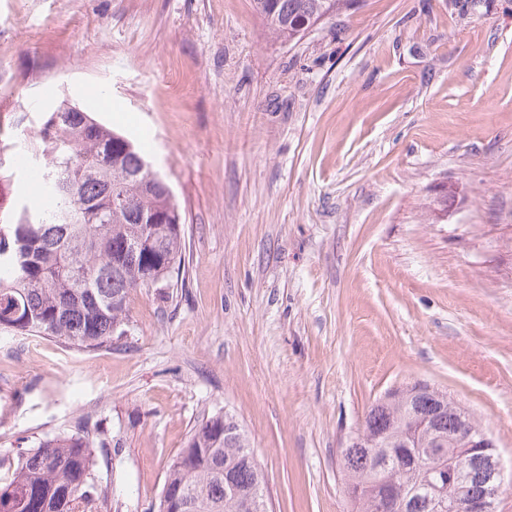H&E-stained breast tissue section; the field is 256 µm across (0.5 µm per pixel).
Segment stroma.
I'll return each mask as SVG.
<instances>
[{"instance_id":"obj_1","label":"stroma","mask_w":512,"mask_h":512,"mask_svg":"<svg viewBox=\"0 0 512 512\" xmlns=\"http://www.w3.org/2000/svg\"><path fill=\"white\" fill-rule=\"evenodd\" d=\"M63 100L142 144L182 264L111 347L0 333V450L85 424L102 512H155L228 412L271 512H347L341 448L420 382L512 475V0H357L285 43L252 0H0V138Z\"/></svg>"}]
</instances>
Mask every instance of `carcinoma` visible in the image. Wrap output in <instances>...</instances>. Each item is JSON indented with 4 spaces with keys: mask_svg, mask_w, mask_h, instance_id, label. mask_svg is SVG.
Returning a JSON list of instances; mask_svg holds the SVG:
<instances>
[{
    "mask_svg": "<svg viewBox=\"0 0 512 512\" xmlns=\"http://www.w3.org/2000/svg\"><path fill=\"white\" fill-rule=\"evenodd\" d=\"M282 41L346 9L350 0H253ZM40 169L37 200L0 196V330L53 336L85 351L112 346L129 321L134 293L157 288L181 263V212L169 184L134 141L61 102L26 141ZM483 426L448 394L416 383L367 410L360 442L343 455L350 512H434L433 486L461 502L482 491L484 463L459 481L434 457L454 447L458 416ZM98 434L56 436L19 448L0 478V512H98L106 500L94 470ZM264 509L265 481L232 415L208 419L172 461L157 512H238L237 497Z\"/></svg>",
    "mask_w": 512,
    "mask_h": 512,
    "instance_id": "obj_1",
    "label": "carcinoma"
}]
</instances>
